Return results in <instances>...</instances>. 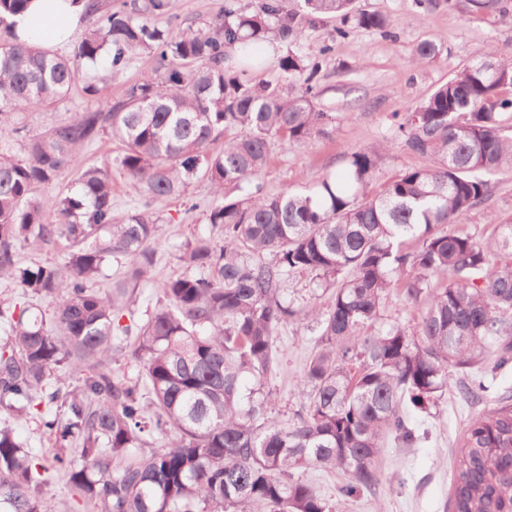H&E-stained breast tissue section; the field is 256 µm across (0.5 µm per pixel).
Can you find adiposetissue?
<instances>
[{"label":"adipose tissue","instance_id":"ef3b65f1","mask_svg":"<svg viewBox=\"0 0 512 512\" xmlns=\"http://www.w3.org/2000/svg\"><path fill=\"white\" fill-rule=\"evenodd\" d=\"M83 0H29L11 22L20 40L48 48L68 42L82 23Z\"/></svg>","mask_w":512,"mask_h":512}]
</instances>
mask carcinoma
<instances>
[{"mask_svg": "<svg viewBox=\"0 0 512 512\" xmlns=\"http://www.w3.org/2000/svg\"><path fill=\"white\" fill-rule=\"evenodd\" d=\"M28 0H0V127L20 133L23 110L49 109L71 92L79 65L94 67L85 87L98 96L135 56L163 67L103 109L78 112L25 140L23 155L0 140V279L21 296L51 299L52 325L15 304L0 309V411L47 415L57 448L77 442L82 460L38 454L0 426V512H52L44 488L64 472L93 512H342L299 472L341 471L343 499L376 489L388 438L410 440L407 408L425 411L453 370L464 393L482 400L490 385L482 363L496 344L491 370L512 364V222L486 239L451 225L491 192L485 175L512 169L511 52L489 47L417 106L392 113L395 139L430 160L371 189L379 152L389 142L352 152L341 175L304 193L248 191L283 138L307 146L335 120L317 107L314 78L328 61L290 53L277 62L288 91L224 66L255 57L275 36L300 38L325 15L352 17L387 32L378 13H353L354 0H301L296 9L267 0L257 10L226 0L201 27H160L168 0L102 9L88 0V25L70 55L21 42L6 15ZM489 16L512 14V0H468ZM440 54L420 42L416 65ZM237 132L233 138L224 134ZM123 144L115 164L146 201L184 197L190 180L212 186L208 223L223 244L198 237L185 253L193 273L158 285L164 303L137 322L130 305L150 282L157 219L145 210L122 218L112 208L108 170L82 166L83 149L103 134ZM67 171L80 197L54 204L33 196ZM228 186L243 197L224 193ZM65 240L62 266L18 267L16 245ZM115 261L112 292L90 282ZM314 272L328 286L318 311L321 341L310 357L304 403L287 422L271 416L268 378L278 365L275 336L305 314L284 298L293 272ZM397 289L421 307L413 330L399 324L361 336L377 322L384 297ZM129 318L128 324L122 319ZM149 394L109 369L124 338ZM65 367L81 375L79 392L51 389ZM167 442L145 453L146 438ZM452 512H512V404L499 400L473 416L453 459Z\"/></svg>", "mask_w": 512, "mask_h": 512, "instance_id": "carcinoma-1", "label": "carcinoma"}]
</instances>
